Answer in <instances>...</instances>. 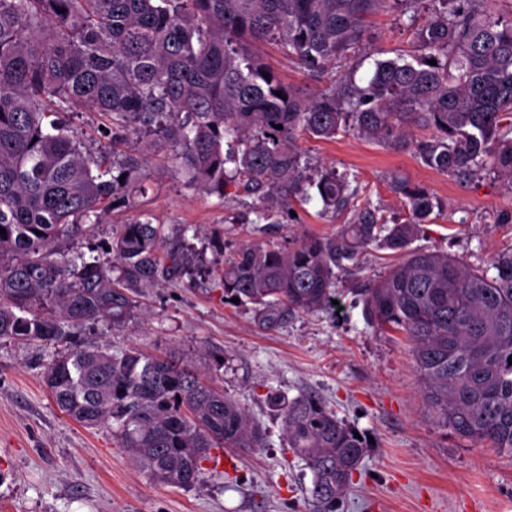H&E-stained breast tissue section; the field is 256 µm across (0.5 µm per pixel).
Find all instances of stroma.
<instances>
[{
    "label": "stroma",
    "mask_w": 512,
    "mask_h": 512,
    "mask_svg": "<svg viewBox=\"0 0 512 512\" xmlns=\"http://www.w3.org/2000/svg\"><path fill=\"white\" fill-rule=\"evenodd\" d=\"M408 15L390 7L372 16L363 41L352 49L357 78L374 60L411 50ZM279 78L312 93L308 78L274 42L253 47ZM312 169L336 168L355 179L359 201L370 202L392 221L407 215L391 184L425 187L436 207L414 248L455 255L488 268L500 250L512 247V193L493 175L468 183L429 169L412 150H390L357 133L333 140L299 142ZM147 189L134 207L112 210L94 238L73 246L110 241L119 224L147 214L165 233L192 224L190 249L199 261L195 283L163 282L148 289L145 314L122 331L86 326L84 344L134 346L154 353L173 346L205 366L208 349L224 352L218 386L236 398L266 431L255 452H225L223 476L205 463L191 488L149 479L119 448L110 430L86 429L62 414L45 389L43 365L56 353L50 342H0V512H314L311 473L294 458L281 420L267 403L270 393L293 398L320 396L342 419L371 437L361 469L339 512H512V459L493 449L469 447L434 426L420 395L406 336L376 331L354 291L384 275L398 258L369 246L360 267L337 274L336 307L299 314L268 331L249 308L225 305L212 271L244 242L287 247L308 235L329 236L343 216L321 201L291 203L277 223L257 221L256 196L224 198L188 187L173 158L141 153ZM224 244L215 251L214 241Z\"/></svg>",
    "instance_id": "stroma-1"
}]
</instances>
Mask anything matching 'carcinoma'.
Masks as SVG:
<instances>
[{
	"mask_svg": "<svg viewBox=\"0 0 512 512\" xmlns=\"http://www.w3.org/2000/svg\"><path fill=\"white\" fill-rule=\"evenodd\" d=\"M433 2L440 8L416 27L408 55L374 60L361 85L348 71L310 96L251 45L272 39L321 77L389 0H0V340L60 345L43 370L58 409L86 428L112 423V438L153 481L189 488L215 452L263 448L265 432L175 350L74 340L88 324L128 327L145 289L193 276L190 226L171 239L136 219L90 256L72 240L142 193L132 150L173 151L179 174L205 194H260L259 221L313 194L334 213L359 195L348 175L302 162V136L354 131L412 149L459 181L494 173L512 192V18L498 0ZM83 109L104 118L112 152L82 150L64 116ZM419 129L431 136L416 139ZM392 191L407 199L402 222L367 201L334 236L240 245L219 274L224 304L250 307L275 330L327 310L336 271L369 245L403 255L355 302L376 329L409 337L432 422L512 459V250L493 258L491 277L444 252L411 250L433 196L405 181ZM268 402L311 472L316 512H338L366 437L315 394Z\"/></svg>",
	"mask_w": 512,
	"mask_h": 512,
	"instance_id": "1",
	"label": "carcinoma"
}]
</instances>
